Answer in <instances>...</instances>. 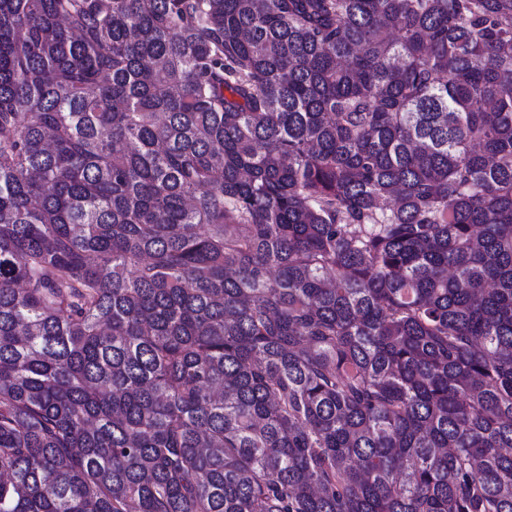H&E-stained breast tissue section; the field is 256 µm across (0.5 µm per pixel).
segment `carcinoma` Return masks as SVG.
<instances>
[{"mask_svg": "<svg viewBox=\"0 0 512 512\" xmlns=\"http://www.w3.org/2000/svg\"><path fill=\"white\" fill-rule=\"evenodd\" d=\"M0 512H512V0H0Z\"/></svg>", "mask_w": 512, "mask_h": 512, "instance_id": "carcinoma-1", "label": "carcinoma"}]
</instances>
